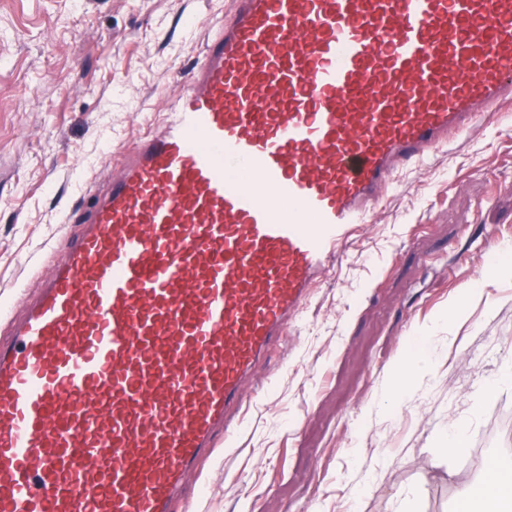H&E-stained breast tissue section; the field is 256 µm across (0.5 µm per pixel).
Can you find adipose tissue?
Here are the masks:
<instances>
[{
    "label": "adipose tissue",
    "instance_id": "obj_1",
    "mask_svg": "<svg viewBox=\"0 0 512 512\" xmlns=\"http://www.w3.org/2000/svg\"><path fill=\"white\" fill-rule=\"evenodd\" d=\"M460 512H471L475 502L487 504L488 512H512V468L497 464L486 467L480 480L456 473Z\"/></svg>",
    "mask_w": 512,
    "mask_h": 512
}]
</instances>
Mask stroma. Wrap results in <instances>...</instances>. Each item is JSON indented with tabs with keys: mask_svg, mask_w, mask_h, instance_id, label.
I'll use <instances>...</instances> for the list:
<instances>
[{
	"mask_svg": "<svg viewBox=\"0 0 512 512\" xmlns=\"http://www.w3.org/2000/svg\"><path fill=\"white\" fill-rule=\"evenodd\" d=\"M226 0H0V342L67 255L69 215L163 117ZM512 248V101L396 177L272 355L233 447L217 446L174 512H455L443 433L495 451L512 386V278H485L483 237ZM484 296L445 321L464 284ZM432 368L397 407L374 399L403 350ZM467 437V423L460 420L450 422L445 440L448 456L466 452L468 449Z\"/></svg>",
	"mask_w": 512,
	"mask_h": 512,
	"instance_id": "stroma-1",
	"label": "stroma"
}]
</instances>
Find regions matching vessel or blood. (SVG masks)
<instances>
[{"mask_svg": "<svg viewBox=\"0 0 512 512\" xmlns=\"http://www.w3.org/2000/svg\"><path fill=\"white\" fill-rule=\"evenodd\" d=\"M512 99V0H229L0 344V512H172L395 176Z\"/></svg>", "mask_w": 512, "mask_h": 512, "instance_id": "b4317fda", "label": "vessel or blood"}]
</instances>
